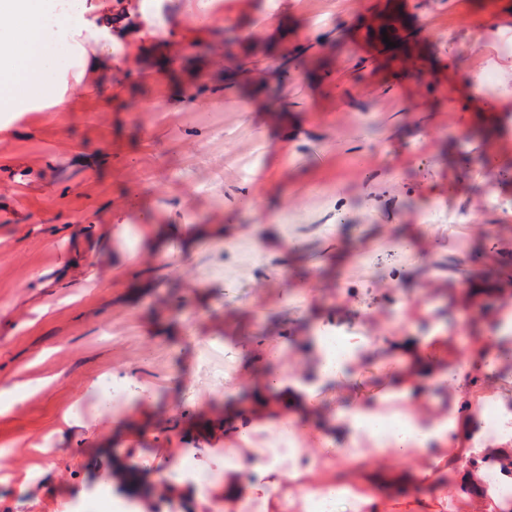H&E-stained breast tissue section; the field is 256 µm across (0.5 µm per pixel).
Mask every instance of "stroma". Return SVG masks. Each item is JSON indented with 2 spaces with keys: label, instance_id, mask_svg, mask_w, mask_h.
<instances>
[{
  "label": "stroma",
  "instance_id": "stroma-1",
  "mask_svg": "<svg viewBox=\"0 0 512 512\" xmlns=\"http://www.w3.org/2000/svg\"><path fill=\"white\" fill-rule=\"evenodd\" d=\"M381 2L223 0L178 65L113 72L77 111L0 131V512H64L110 448L172 469L262 454L273 430L225 435L199 416L255 369L314 370L319 332H339L354 365L317 380L315 402L387 415L420 323L445 369L512 314V101L490 116L472 90L487 69L512 90V0H409L422 80L365 38ZM260 19L261 38L310 46L315 77L225 88L224 29ZM144 207L159 224L223 225L224 242L151 259ZM135 250L142 265L123 263ZM484 278L478 320L454 318ZM103 377L122 402L100 405ZM462 479L388 496L386 512H469Z\"/></svg>",
  "mask_w": 512,
  "mask_h": 512
}]
</instances>
